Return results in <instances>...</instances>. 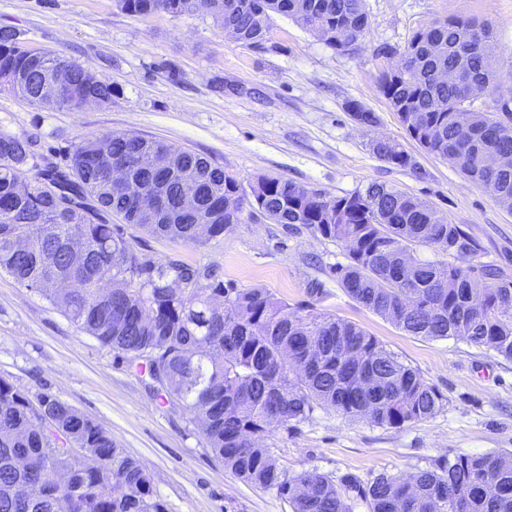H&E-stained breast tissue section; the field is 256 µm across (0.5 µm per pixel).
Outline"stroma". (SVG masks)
I'll return each instance as SVG.
<instances>
[{
	"label": "stroma",
	"instance_id": "stroma-1",
	"mask_svg": "<svg viewBox=\"0 0 512 512\" xmlns=\"http://www.w3.org/2000/svg\"><path fill=\"white\" fill-rule=\"evenodd\" d=\"M371 27L344 52L284 17L260 45L224 35L210 17L138 18L115 0H0V27L30 44L75 60L117 89L109 106L72 111L38 107L0 90V132L29 141L38 156L66 163L82 137L130 133L155 137L206 156L242 186L260 175L283 177L330 196L381 183L416 197L477 246L466 265H488L512 280V211L467 180L448 160L425 153L407 135L379 87L391 59L434 21L472 17L491 22L502 89L512 88V0H366ZM356 102L378 117L365 128L350 116ZM391 138L421 171L392 166L370 150ZM158 260L218 268L243 288L259 285L288 304L306 302L308 279L328 295L319 307L375 336L445 395L435 416L401 428L348 420L319 410L271 443L288 473L347 472L369 479L406 474L458 452H512V362L463 340L409 336L362 307L339 287L332 267L343 246L304 227L284 231L243 212L223 236L201 245L141 234ZM0 377L30 393L57 396L106 428L143 463L169 512H291L275 491L248 485L216 459L188 411L161 399L138 373L80 331L40 294L0 273Z\"/></svg>",
	"mask_w": 512,
	"mask_h": 512
}]
</instances>
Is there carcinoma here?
<instances>
[{"mask_svg": "<svg viewBox=\"0 0 512 512\" xmlns=\"http://www.w3.org/2000/svg\"><path fill=\"white\" fill-rule=\"evenodd\" d=\"M130 16L164 12L207 15L236 41L261 44L277 16L318 32L336 47V32L370 22L365 0H116ZM492 25L455 18L416 32L379 87L406 132L425 152L450 160L495 198L512 197V165L490 168L484 154L512 155V112L477 108L467 84L491 86L496 74ZM440 68L461 72L457 83ZM25 78L22 98L44 106V77L61 85L54 106L77 110L85 98L112 103L115 86L89 82L74 60L44 52L37 59L23 32L0 28V76ZM165 143L112 133L82 137L67 164L34 161L30 143L0 133V271L33 290L101 346L148 373L157 395L183 406L225 469L274 490L292 512H512V453H456L406 475L290 476L267 444L273 430L292 432L318 410L377 426L426 420L446 397L375 337L312 304L292 306L262 286L240 288L211 266L157 261L142 252L118 216L141 232L199 243L237 224L242 205L285 228L301 224L342 244L347 263L331 269L355 302L409 336L463 339L512 361V280L492 268L437 264L421 246L450 256L472 254V238L425 202L384 184L327 196L292 180L263 176L256 201L209 159L179 151L171 171L152 164ZM380 160L421 168L392 139L370 144ZM127 170L112 188V166ZM31 188H17L19 174ZM206 189L182 203L184 179ZM168 210L146 216L154 196ZM28 231L17 246L19 229ZM72 448L82 453L70 452ZM0 512H167L151 475L97 422L49 394L34 397L0 377Z\"/></svg>", "mask_w": 512, "mask_h": 512, "instance_id": "1", "label": "carcinoma"}]
</instances>
